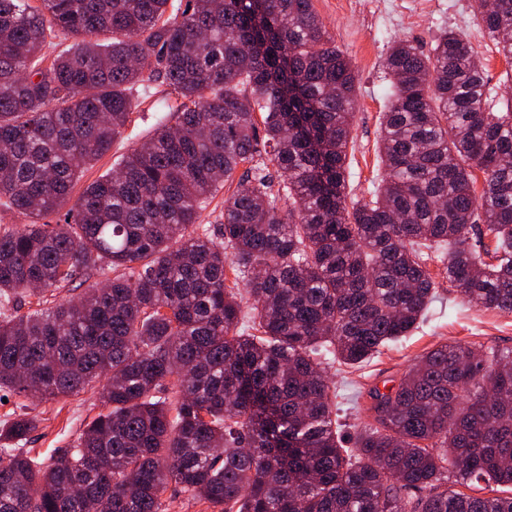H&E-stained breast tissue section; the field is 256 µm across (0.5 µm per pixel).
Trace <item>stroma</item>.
Segmentation results:
<instances>
[{"instance_id": "1", "label": "stroma", "mask_w": 512, "mask_h": 512, "mask_svg": "<svg viewBox=\"0 0 512 512\" xmlns=\"http://www.w3.org/2000/svg\"><path fill=\"white\" fill-rule=\"evenodd\" d=\"M430 0H313L316 13L337 46L349 57L359 90L352 124L350 187L355 199L367 198L377 186L379 122L387 103L389 82L383 66L393 39L413 40L421 51H430L442 30L462 33L478 51L486 75L500 95L512 96L508 66L474 17L473 0H454V11H434ZM145 112L134 113L111 151L85 170L80 185L112 169L132 147L153 129ZM437 299L420 325L408 336L389 343L358 369L333 366L329 374L336 387L337 418L344 446H352L358 411L370 403L373 388L392 386L423 353L441 344H485L512 350V315L482 311L463 304L438 265H431ZM102 407L96 394L85 392L57 401L38 402L33 397L8 396L0 402V423L27 412L40 424L27 442L41 457L56 455L76 445L85 425Z\"/></svg>"}]
</instances>
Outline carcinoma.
<instances>
[{
    "instance_id": "carcinoma-1",
    "label": "carcinoma",
    "mask_w": 512,
    "mask_h": 512,
    "mask_svg": "<svg viewBox=\"0 0 512 512\" xmlns=\"http://www.w3.org/2000/svg\"><path fill=\"white\" fill-rule=\"evenodd\" d=\"M483 2L512 64V0ZM384 67L382 176L349 205L357 75L312 0H0V206L27 220L0 224V392L107 407L44 461L21 447L38 417L1 426L0 512H168L172 485L218 512H512L448 489L512 488V351L425 352L343 447L324 363L418 327L430 262L512 314V99L453 29ZM153 83V133L43 222ZM244 164L214 239L200 213ZM105 266L127 274L45 305Z\"/></svg>"
}]
</instances>
